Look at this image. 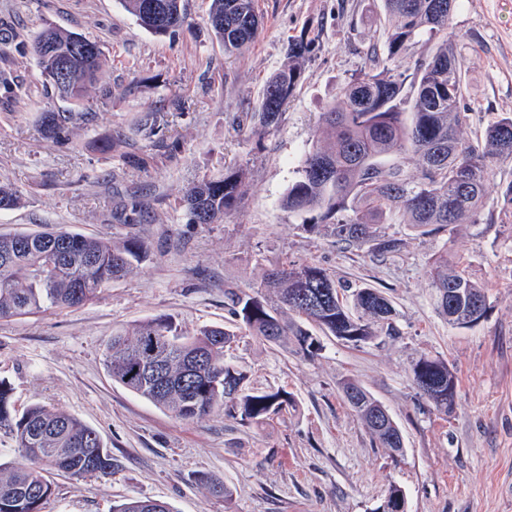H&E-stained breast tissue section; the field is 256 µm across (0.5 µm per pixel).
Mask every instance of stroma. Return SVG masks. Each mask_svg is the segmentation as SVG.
<instances>
[{
	"instance_id": "stroma-1",
	"label": "stroma",
	"mask_w": 512,
	"mask_h": 512,
	"mask_svg": "<svg viewBox=\"0 0 512 512\" xmlns=\"http://www.w3.org/2000/svg\"><path fill=\"white\" fill-rule=\"evenodd\" d=\"M187 21L172 36L138 25L120 0H0V184L20 202L0 210V235L62 227L148 245L132 273L75 308L0 319V380L11 403L38 402L94 428L116 462L111 474L51 477L42 512H112L128 498L173 512H374L391 485L407 512H512V216L501 187L512 160L494 163L478 223L454 235H419L395 224L405 246L373 260L304 231L306 215L283 200L317 138L320 112L382 46L381 0H257L262 29L248 50L228 56L208 23L210 0H184ZM65 28L99 44V83L52 144L39 118L70 111L41 76L36 32ZM318 32L305 80L278 126L250 135L267 77L302 30ZM450 29L468 71L464 135L476 138L512 113V0H459ZM163 116L153 126L152 116ZM112 138V151L98 148ZM169 151L158 148L159 140ZM241 169V205L215 224H194L182 202L205 177ZM137 222L125 221L131 209ZM463 259L488 298L485 319L450 326L437 311L427 271L439 254ZM314 263L349 288L370 285L391 300L399 337L355 347L321 335L311 358L240 333L225 358L251 386L285 390L293 406L271 424L221 416L182 421L112 381L104 342L160 315L187 330L234 329L226 287H255L272 264ZM447 360L457 389L442 415L419 398L410 364ZM351 379L398 424L400 456L376 447L339 388ZM224 483L230 497L200 482Z\"/></svg>"
}]
</instances>
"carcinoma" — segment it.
I'll use <instances>...</instances> for the list:
<instances>
[{
	"label": "carcinoma",
	"instance_id": "1",
	"mask_svg": "<svg viewBox=\"0 0 512 512\" xmlns=\"http://www.w3.org/2000/svg\"><path fill=\"white\" fill-rule=\"evenodd\" d=\"M139 25L165 36L184 25L183 0H121ZM388 24L385 55H376L342 86L321 113L316 145L306 155L284 205L311 213L308 231H322L345 249H367L377 258L401 251L388 224H407L417 233L453 234L475 224L489 193L493 162L512 160V114L505 112L474 140L463 136L467 67L455 53L449 32L458 0H381ZM209 25L233 56L259 34L256 0H211ZM70 61L59 78L40 51L45 35ZM316 37L303 33L288 45V58L264 85L250 131L279 124L289 99L304 80V62ZM420 47L414 66L407 51ZM33 52L41 74L56 93L74 105L85 101L99 81L104 60L97 45L70 30L47 28L35 36ZM73 112H45V138H66ZM416 162L415 170L405 160ZM245 173L202 179L189 187L183 203L198 224H212L234 210L244 196ZM146 256L144 243L129 238L115 244L63 228L0 235V318L49 309H67L94 300L112 282L132 272ZM436 308L451 326L468 327L488 311L485 289L459 262L442 255L429 271ZM235 320L252 336L309 358L320 341L304 327L312 323L353 346L382 334L397 336L390 300L371 286L344 299L326 269L312 264L273 266L250 292L227 291ZM236 335L215 326L193 333L170 315L112 335L105 361L112 380L183 421L220 413L247 425H262L291 405L283 390L246 385V374L224 359ZM414 384L437 412L452 411L456 378L448 361L420 355L410 367ZM346 401L375 444L392 457L403 452L399 427L382 406L353 380L340 383ZM11 388L0 381V434L15 443L16 460L0 462V512H41L52 485L46 473L75 477L112 472L115 463L99 434L76 416L35 403L18 414ZM406 500L401 487L389 488L377 512H398ZM112 512H173L166 502L127 499Z\"/></svg>",
	"mask_w": 512,
	"mask_h": 512
}]
</instances>
